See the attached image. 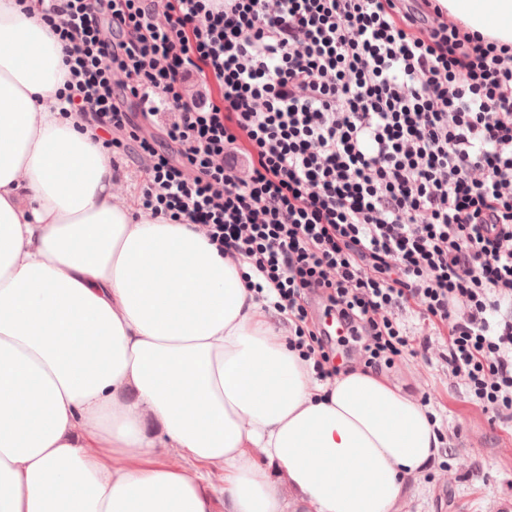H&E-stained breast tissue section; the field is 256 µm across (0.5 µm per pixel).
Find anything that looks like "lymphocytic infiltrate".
Wrapping results in <instances>:
<instances>
[{"mask_svg": "<svg viewBox=\"0 0 512 512\" xmlns=\"http://www.w3.org/2000/svg\"><path fill=\"white\" fill-rule=\"evenodd\" d=\"M37 3L140 208L243 266L318 381L341 368L311 296L376 372L412 352L409 309L512 419V43L441 0Z\"/></svg>", "mask_w": 512, "mask_h": 512, "instance_id": "1", "label": "lymphocytic infiltrate"}]
</instances>
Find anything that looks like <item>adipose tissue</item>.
I'll return each mask as SVG.
<instances>
[{
  "label": "adipose tissue",
  "instance_id": "ef3b65f1",
  "mask_svg": "<svg viewBox=\"0 0 512 512\" xmlns=\"http://www.w3.org/2000/svg\"><path fill=\"white\" fill-rule=\"evenodd\" d=\"M446 5L512 42V0ZM67 74L0 0V512H212V468L232 512H288L256 448L312 512H396L440 447L426 409L378 373L315 381L198 225L118 199Z\"/></svg>",
  "mask_w": 512,
  "mask_h": 512
}]
</instances>
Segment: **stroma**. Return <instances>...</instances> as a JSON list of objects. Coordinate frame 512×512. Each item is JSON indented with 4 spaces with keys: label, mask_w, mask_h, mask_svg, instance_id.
<instances>
[{
    "label": "stroma",
    "mask_w": 512,
    "mask_h": 512,
    "mask_svg": "<svg viewBox=\"0 0 512 512\" xmlns=\"http://www.w3.org/2000/svg\"><path fill=\"white\" fill-rule=\"evenodd\" d=\"M398 319L429 349L404 356L385 375L414 399L430 395L427 409L443 437L437 457L409 479L398 512H498L501 498L512 497V424L469 403L445 361L444 340L431 335L417 315L402 310Z\"/></svg>",
    "instance_id": "1"
}]
</instances>
